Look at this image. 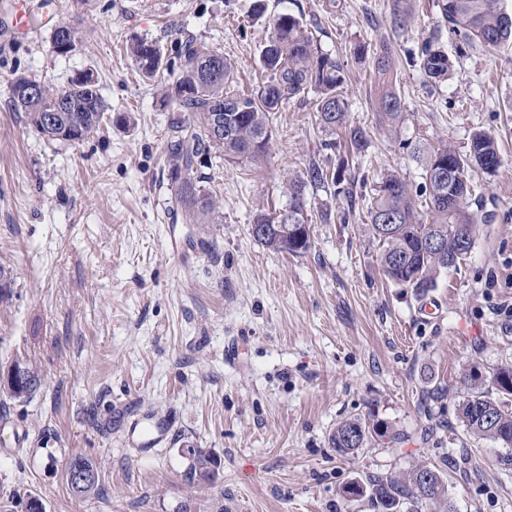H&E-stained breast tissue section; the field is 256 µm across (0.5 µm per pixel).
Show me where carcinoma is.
<instances>
[{
    "label": "carcinoma",
    "mask_w": 512,
    "mask_h": 512,
    "mask_svg": "<svg viewBox=\"0 0 512 512\" xmlns=\"http://www.w3.org/2000/svg\"><path fill=\"white\" fill-rule=\"evenodd\" d=\"M439 7L449 35L487 50L512 44V13L500 6V0H440ZM271 27L259 53L267 78L246 94L224 91L235 73L224 54L190 37L180 41L178 55L184 63L174 80L165 85L163 97L176 112L170 122L169 172L188 224L200 223V217L216 208L211 196H202L197 190L192 178L195 166L212 153L232 163L259 160L271 139L270 115L291 99L314 92L319 124L328 131L341 130L357 155L367 147L366 132L348 124L349 103L342 94L344 64L318 50L299 18L281 14L273 18ZM128 54L147 78L154 79L169 69L161 46L154 40H133ZM406 59L418 62L432 80L447 78L451 68L448 54L433 36ZM212 62L219 64V71L210 70ZM397 71L398 64L389 49L382 50L376 59L374 104L381 123L393 130L405 121L403 103L396 91ZM20 80L41 86L42 94L27 100L18 96L14 87L13 105L49 141L83 142L97 132L108 112L95 81L73 78L68 88L57 90L35 78L22 76ZM413 154L422 168L421 191L414 192L398 176L387 175L374 188L367 218L369 232L380 245L379 261L385 276L425 295L436 286L441 274L471 252L476 224L483 221L480 209L472 208L470 203L474 187L467 180L466 170L475 163L494 174L501 166V157L497 139L484 130L472 133L464 155L446 145L425 144L415 147ZM344 172L343 161L334 167L311 162L306 177L289 180L287 205L256 215L254 222L271 228L254 236V240L276 253H306L312 242L305 188L309 184L332 186L334 193L351 200L353 189L343 187ZM389 216L395 217L396 223L387 226L383 219ZM432 237L440 240L434 249L427 244ZM14 366L21 370L23 379L17 384L3 382V390L13 398L27 397L39 386V374L20 362ZM491 382L494 395L478 383L463 380L466 396L459 404V418L474 437L512 448V407L502 400V396L512 395V365L497 368ZM386 435L380 423L354 418L336 426L331 445L336 455L347 458L374 438ZM182 454L189 462L190 475L199 482L209 481L217 461L191 445L182 449ZM72 461L82 464L88 479L68 486L75 496L84 498L98 488V470L86 457L75 456ZM423 474L430 477L426 485L420 480ZM360 485L366 492L359 497L367 500L373 512H422L427 505L439 507L437 512H453L447 480L431 464H417L399 475H373Z\"/></svg>",
    "instance_id": "obj_1"
}]
</instances>
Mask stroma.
I'll use <instances>...</instances> for the list:
<instances>
[{"label": "stroma", "instance_id": "obj_1", "mask_svg": "<svg viewBox=\"0 0 512 512\" xmlns=\"http://www.w3.org/2000/svg\"><path fill=\"white\" fill-rule=\"evenodd\" d=\"M28 2L31 31L16 39L0 0V370L30 361L41 385L25 401L0 393V504L24 512L32 494L45 512H372L343 487L427 462L447 476L455 512H512V448L476 440L457 413L466 369L488 377L512 364V46L488 51L449 36L436 0H406L398 30L393 0ZM282 13L341 60L350 119L369 139L345 172L354 202L306 187L312 246L301 255L270 251L249 229L258 208L287 203L289 175L346 155L312 101L271 115L259 161L203 160L194 180L218 214L187 224L169 182L164 81L143 78L125 51L147 38L172 59L191 37L234 64L229 92L248 91L266 78L259 50ZM62 20L80 38L66 57L50 46ZM435 34L454 65L439 84L404 63ZM384 46L401 62L406 119L394 136L373 107ZM87 68L110 115L132 125L50 142L15 111L16 76L64 89ZM476 129L500 141L496 174L467 171L488 220L470 254L418 297L383 275L367 205L390 173L419 188L414 145L463 154ZM326 209L328 224L318 217ZM430 385L446 394L427 419L418 403ZM130 410L172 420L154 455L125 446ZM357 417L385 423L398 441L339 457L330 433ZM188 445L217 458L214 482H190ZM77 455L99 474L85 498L65 479Z\"/></svg>", "mask_w": 512, "mask_h": 512}]
</instances>
